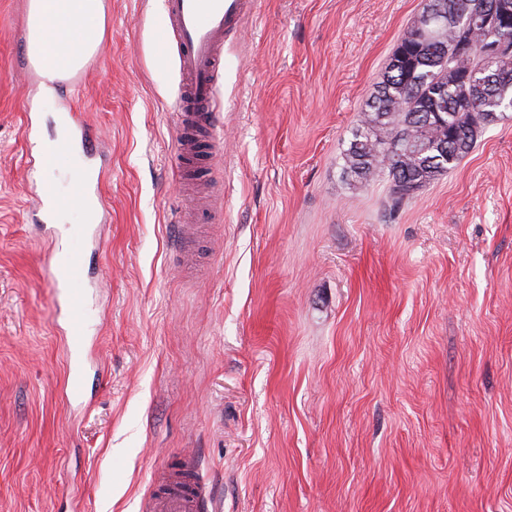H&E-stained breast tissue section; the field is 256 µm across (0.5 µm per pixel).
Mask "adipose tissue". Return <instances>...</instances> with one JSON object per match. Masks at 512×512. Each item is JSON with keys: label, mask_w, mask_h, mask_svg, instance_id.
I'll use <instances>...</instances> for the list:
<instances>
[{"label": "adipose tissue", "mask_w": 512, "mask_h": 512, "mask_svg": "<svg viewBox=\"0 0 512 512\" xmlns=\"http://www.w3.org/2000/svg\"><path fill=\"white\" fill-rule=\"evenodd\" d=\"M105 26L103 0H31L28 50L42 59L45 95L62 74L81 69L98 50Z\"/></svg>", "instance_id": "obj_1"}]
</instances>
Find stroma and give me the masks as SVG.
Returning a JSON list of instances; mask_svg holds the SVG:
<instances>
[{"label": "stroma", "instance_id": "1", "mask_svg": "<svg viewBox=\"0 0 512 512\" xmlns=\"http://www.w3.org/2000/svg\"><path fill=\"white\" fill-rule=\"evenodd\" d=\"M30 0H0V512H140L198 458L220 512H512V113L449 174L392 201L342 153L425 0H254L224 46L209 182L172 241L180 78L160 0H103L104 34L45 96L20 59ZM85 121L108 218L57 224L84 262L82 402L39 274L26 119ZM82 154L43 177L70 195Z\"/></svg>", "mask_w": 512, "mask_h": 512}]
</instances>
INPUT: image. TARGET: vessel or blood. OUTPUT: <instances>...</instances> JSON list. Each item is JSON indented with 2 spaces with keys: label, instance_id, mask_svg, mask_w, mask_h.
I'll use <instances>...</instances> for the list:
<instances>
[{
  "label": "vessel or blood",
  "instance_id": "1",
  "mask_svg": "<svg viewBox=\"0 0 512 512\" xmlns=\"http://www.w3.org/2000/svg\"><path fill=\"white\" fill-rule=\"evenodd\" d=\"M166 17L160 57H175L180 77L176 130V165L197 173L203 154L212 152L213 143L203 140L202 130L216 125L215 90L224 56L225 42L241 29L250 14L253 0H162ZM35 206L41 211L46 248L41 269L50 287L53 323L60 332L67 379L66 400L83 396L82 356L85 349L88 306L82 281V257L68 246L64 234L50 217L60 200L52 185L35 187ZM209 210H197L193 221L177 227L179 251H186L197 224L207 222ZM156 490L141 503V512H201L212 501V488L189 458L177 465H162L152 472Z\"/></svg>",
  "mask_w": 512,
  "mask_h": 512
}]
</instances>
